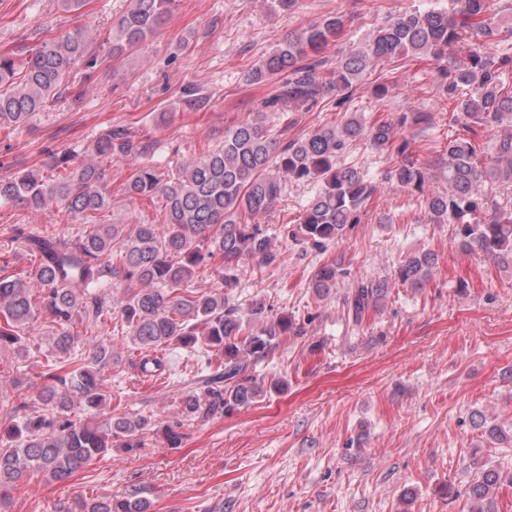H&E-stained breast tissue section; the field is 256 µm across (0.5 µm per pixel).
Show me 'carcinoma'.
I'll use <instances>...</instances> for the list:
<instances>
[{"label": "carcinoma", "mask_w": 512, "mask_h": 512, "mask_svg": "<svg viewBox=\"0 0 512 512\" xmlns=\"http://www.w3.org/2000/svg\"><path fill=\"white\" fill-rule=\"evenodd\" d=\"M176 0H130L112 35V52L139 47L171 12ZM347 26L335 14L291 31L249 72L253 83H264L285 72L286 79L266 107L286 105L308 112L326 98L336 105L354 92L371 67L392 59L427 56L439 63L440 85L449 99L459 86L469 87L458 102L468 134L448 141L440 176L448 189L425 194L429 164L407 153V141H396V129H427L426 112H401L396 123L369 124L356 112L338 124H325L298 139L281 141L272 133L269 115L255 112L224 132L222 146L199 158L185 160L168 173L141 159L147 145L135 144L123 130L107 129L95 144L97 160L72 166L62 156L53 166L54 178L31 169L0 181V204L19 203L33 211L55 205L83 224L74 240L18 230L33 269L21 277H0V347L25 350L20 332L42 319L54 329L53 346L44 355L46 380L39 392L42 409L32 413L22 392L8 400V419L0 423V506L9 504L32 474L47 482L64 483L117 443L131 452L142 447L141 435L151 425L142 414L104 412L112 402L101 369L116 364L112 332L116 320L121 335L139 351L138 369L159 379L166 371L158 353L175 347L200 362L195 381L180 398L182 418L167 424L170 445L178 447L185 419L230 415L248 408L267 392L281 391L288 382L265 381L258 363L277 347L281 337L299 330L295 317L278 313L264 297L247 308L233 303L226 291L238 284L242 265L277 263L280 254L255 219L273 210L285 183L317 185L283 235L315 248L341 237L376 186L362 169L340 162L354 143L396 156L387 173L398 192L420 196L433 223L449 224L461 248L484 256L500 268H512V210H504L493 191L480 187L512 180V84L504 72L512 54L491 55L500 29L487 16V0H450V7L392 13L367 40L336 60L329 77H322L316 58ZM88 37L75 29L35 46L0 51V129H18L31 116L54 104L64 92L79 98L92 84L97 57L87 53ZM464 53L468 64L448 67V53ZM84 76L77 86L69 76L78 65ZM499 128L489 146L480 144L477 130ZM129 157L132 172L125 183L128 196L157 199L162 224H105L103 211L112 205V189L99 161L114 155ZM119 261H113V257ZM436 258L431 252L407 257L394 270L393 281L421 288L430 279ZM209 268L217 288L200 292L192 282ZM348 271L336 261L321 265L311 279L316 296L336 290ZM390 294L386 280H358L342 292L348 323L358 326L369 311ZM98 412V422L75 421V406ZM494 468H480L463 490L470 512H494L489 494L501 485ZM143 489L124 495L80 499L58 512H151Z\"/></svg>", "instance_id": "1"}]
</instances>
